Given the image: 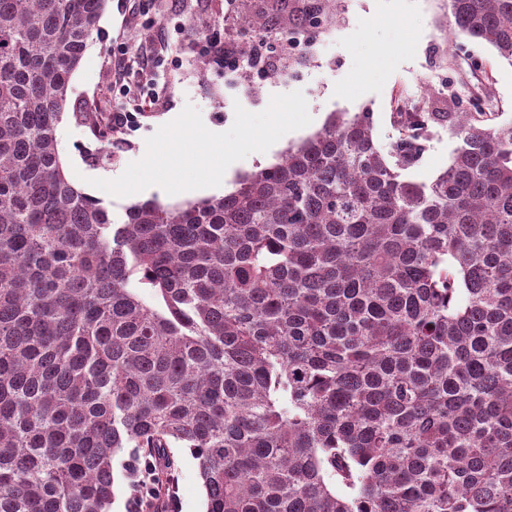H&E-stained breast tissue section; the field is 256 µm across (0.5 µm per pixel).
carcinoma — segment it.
<instances>
[{"label": "carcinoma", "instance_id": "1", "mask_svg": "<svg viewBox=\"0 0 512 512\" xmlns=\"http://www.w3.org/2000/svg\"><path fill=\"white\" fill-rule=\"evenodd\" d=\"M107 2L0 0V512H169L176 448L205 512H512V120L396 112L385 152L332 112L224 196L116 220L56 140ZM334 10L233 22L276 45ZM449 10L512 63V0ZM442 122L448 167L403 177Z\"/></svg>", "mask_w": 512, "mask_h": 512}]
</instances>
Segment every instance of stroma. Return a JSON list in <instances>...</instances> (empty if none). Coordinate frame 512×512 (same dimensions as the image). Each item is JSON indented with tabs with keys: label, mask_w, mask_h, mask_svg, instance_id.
<instances>
[{
	"label": "stroma",
	"mask_w": 512,
	"mask_h": 512,
	"mask_svg": "<svg viewBox=\"0 0 512 512\" xmlns=\"http://www.w3.org/2000/svg\"><path fill=\"white\" fill-rule=\"evenodd\" d=\"M226 0H109L94 36L71 80V99L98 111H120L112 92V64L133 57L144 41L134 33L167 38L160 54L156 90L159 103L122 127L111 158L98 157L99 143L89 127L64 114L56 131L64 172L76 186L85 179H114L146 152V140L160 126L194 105L213 132L229 130L236 107L258 113L275 94L302 92L311 123L281 137L273 157L320 130L331 112H368L376 143L390 148L396 139L397 112H484L512 118V63L488 44L465 38L449 43L448 0H337L336 25L318 30L309 48L294 52L286 74L275 80L230 78L212 59V43L224 35ZM455 143L448 128L434 125L407 178L428 181L445 169ZM175 512H204L205 491L188 449L178 451Z\"/></svg>",
	"instance_id": "35a3bbf8"
}]
</instances>
